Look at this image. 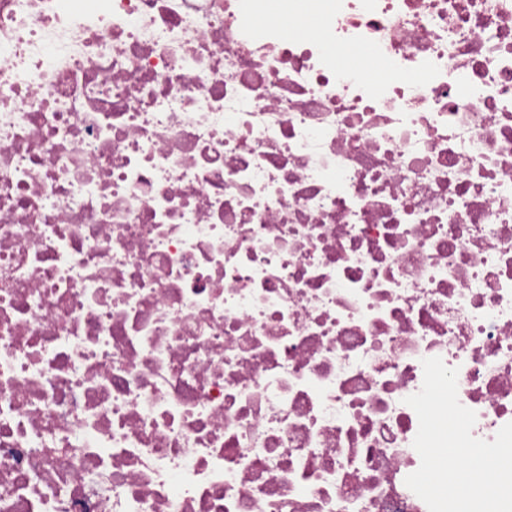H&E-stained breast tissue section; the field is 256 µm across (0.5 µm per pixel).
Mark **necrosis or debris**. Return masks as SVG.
<instances>
[{
	"label": "necrosis or debris",
	"instance_id": "necrosis-or-debris-1",
	"mask_svg": "<svg viewBox=\"0 0 512 512\" xmlns=\"http://www.w3.org/2000/svg\"><path fill=\"white\" fill-rule=\"evenodd\" d=\"M255 2L0 0V512H428L431 357L512 422V0Z\"/></svg>",
	"mask_w": 512,
	"mask_h": 512
}]
</instances>
